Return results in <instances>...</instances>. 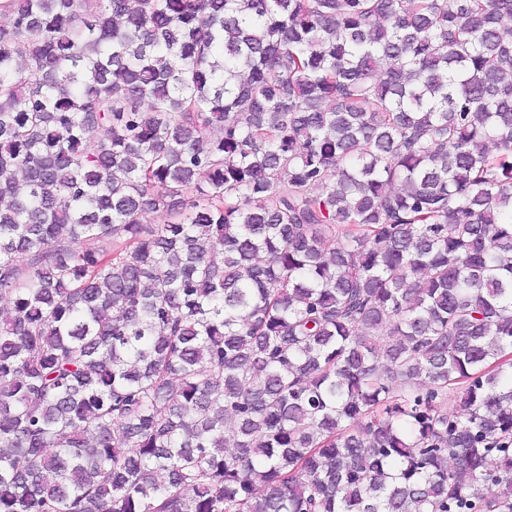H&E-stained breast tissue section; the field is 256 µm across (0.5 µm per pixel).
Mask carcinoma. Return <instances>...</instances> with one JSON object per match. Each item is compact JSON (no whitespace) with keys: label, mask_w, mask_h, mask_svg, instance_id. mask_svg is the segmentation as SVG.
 <instances>
[{"label":"carcinoma","mask_w":512,"mask_h":512,"mask_svg":"<svg viewBox=\"0 0 512 512\" xmlns=\"http://www.w3.org/2000/svg\"><path fill=\"white\" fill-rule=\"evenodd\" d=\"M0 10V512H512V0Z\"/></svg>","instance_id":"cac0c4a2"}]
</instances>
